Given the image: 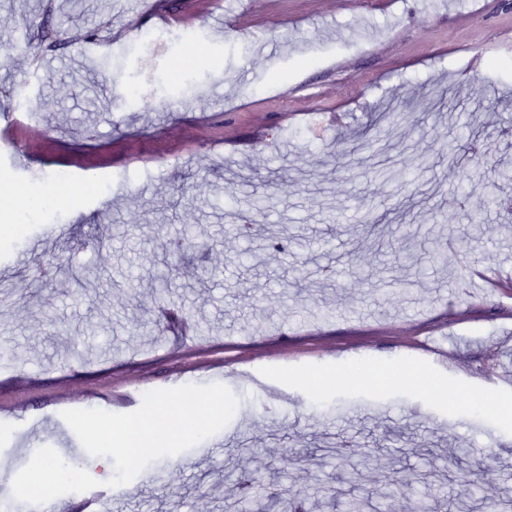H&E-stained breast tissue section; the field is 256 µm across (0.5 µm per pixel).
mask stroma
Listing matches in <instances>:
<instances>
[{
  "label": "stroma",
  "mask_w": 512,
  "mask_h": 512,
  "mask_svg": "<svg viewBox=\"0 0 512 512\" xmlns=\"http://www.w3.org/2000/svg\"><path fill=\"white\" fill-rule=\"evenodd\" d=\"M164 2L196 28L150 53L132 39L100 53L124 0H0V113L27 101L45 146L30 167L0 160L28 198L6 218L17 234L0 233V273L21 300L0 307L6 481L44 447L99 476L82 444L59 448L65 410L130 413L147 391L217 383L239 399L220 431L236 443L211 456L206 438L186 466L155 460L104 512H252L229 494L244 468L314 501L328 485L344 501L395 480L378 512H440L435 498L464 488L512 495V423L494 409L512 398V280L464 289L475 270L512 268V211L485 205L512 201V181L490 171L512 169V10L244 0L219 27L208 0ZM477 48L497 67L474 68ZM34 54L51 61L37 79ZM336 110L347 122L319 128L318 112ZM59 167L70 201L30 207ZM241 212L248 241L229 231ZM474 213L487 227L475 240ZM185 224L199 246L170 254ZM101 235V250L84 248ZM439 238L447 249L428 254ZM35 239L54 272L45 287L24 261ZM161 303L196 335L159 333ZM359 364L394 380H353ZM157 471L166 486L150 482Z\"/></svg>",
  "instance_id": "35a3bbf8"
}]
</instances>
